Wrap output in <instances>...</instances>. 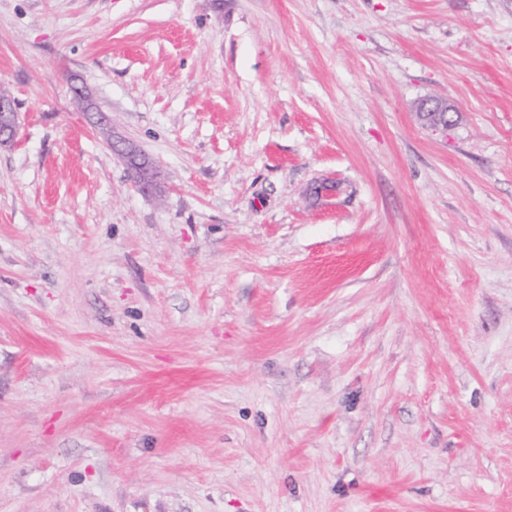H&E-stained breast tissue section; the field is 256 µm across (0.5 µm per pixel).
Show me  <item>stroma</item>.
Here are the masks:
<instances>
[{
    "label": "stroma",
    "instance_id": "obj_1",
    "mask_svg": "<svg viewBox=\"0 0 512 512\" xmlns=\"http://www.w3.org/2000/svg\"><path fill=\"white\" fill-rule=\"evenodd\" d=\"M0 85V512H512V0H0ZM72 97L78 103L84 106L86 112H97L95 127L114 152L121 157L126 165L134 188L145 195H155L162 190V186L158 180L157 169L154 161L131 145H126L120 140H114L112 129L106 116L98 112L95 104L90 100L85 90L81 86H71ZM0 90V146L11 145L18 133V112L15 102L8 93ZM455 108L447 100L439 97L430 98L420 107V115L430 128L436 131H447L453 124L452 113Z\"/></svg>",
    "mask_w": 512,
    "mask_h": 512
}]
</instances>
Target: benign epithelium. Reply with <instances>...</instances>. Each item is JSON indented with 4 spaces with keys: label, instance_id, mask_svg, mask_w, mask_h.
Masks as SVG:
<instances>
[{
    "label": "benign epithelium",
    "instance_id": "1",
    "mask_svg": "<svg viewBox=\"0 0 512 512\" xmlns=\"http://www.w3.org/2000/svg\"><path fill=\"white\" fill-rule=\"evenodd\" d=\"M72 97L84 106L87 112L96 113L95 127L114 152L121 157L126 165L134 188L145 195H155L162 190L158 180L154 161L131 145H126L113 138L112 129L106 116L96 111L95 104L90 100L81 86H71ZM455 108L447 100L439 97L430 98L420 107V115L430 128L436 131H447L453 124L452 113ZM18 133V112L15 102L7 93H0V146L11 145Z\"/></svg>",
    "mask_w": 512,
    "mask_h": 512
}]
</instances>
